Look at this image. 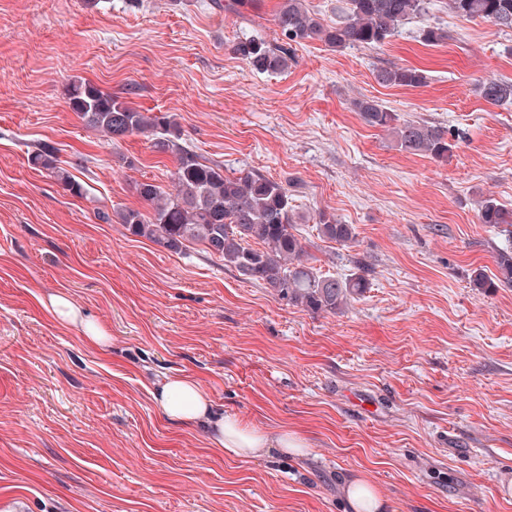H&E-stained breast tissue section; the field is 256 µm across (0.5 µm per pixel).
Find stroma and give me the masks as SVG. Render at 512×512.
<instances>
[{
  "label": "stroma",
  "instance_id": "1",
  "mask_svg": "<svg viewBox=\"0 0 512 512\" xmlns=\"http://www.w3.org/2000/svg\"><path fill=\"white\" fill-rule=\"evenodd\" d=\"M216 0H0V512H350L373 482L389 512H512V288L478 291L512 235L478 203L512 206V105L477 89L512 79V31L448 0L376 48L296 45L286 71L232 52L278 38L277 0L235 14ZM432 24L448 41L425 44ZM423 70L383 86L382 67ZM173 116L187 144L288 186L323 274L369 286L336 312L285 304L191 244L128 234L134 185L170 188L172 157L140 135L110 141L67 104L71 78ZM373 97L442 126L438 161L396 147L353 107ZM82 162L83 198L29 166L37 143ZM353 225L320 239L318 211ZM63 292L112 343L44 308ZM188 376L214 404L306 455L233 458L168 422L157 383Z\"/></svg>",
  "mask_w": 512,
  "mask_h": 512
}]
</instances>
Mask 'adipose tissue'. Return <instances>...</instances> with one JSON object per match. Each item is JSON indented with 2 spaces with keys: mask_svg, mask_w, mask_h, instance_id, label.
<instances>
[{
  "mask_svg": "<svg viewBox=\"0 0 512 512\" xmlns=\"http://www.w3.org/2000/svg\"><path fill=\"white\" fill-rule=\"evenodd\" d=\"M44 305L58 322L80 326L92 344L105 347L111 343L108 330L86 315L66 294H51ZM153 396L168 421L202 427L209 441L224 450L226 455L247 458L267 453L273 448L287 454L300 455L304 452V441L294 433L287 431L272 438L217 409L208 392L192 378H167L158 385Z\"/></svg>",
  "mask_w": 512,
  "mask_h": 512,
  "instance_id": "obj_1",
  "label": "adipose tissue"
}]
</instances>
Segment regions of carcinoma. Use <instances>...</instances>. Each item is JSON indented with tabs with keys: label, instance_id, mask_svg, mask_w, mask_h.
I'll use <instances>...</instances> for the list:
<instances>
[{
	"label": "carcinoma",
	"instance_id": "obj_1",
	"mask_svg": "<svg viewBox=\"0 0 512 512\" xmlns=\"http://www.w3.org/2000/svg\"><path fill=\"white\" fill-rule=\"evenodd\" d=\"M448 7L459 17L481 18L512 30V0H448ZM428 9L427 0H347L336 22L325 24L305 0H280L273 22L281 42L274 44L252 33L234 43L232 50L251 71L278 74L288 69L294 43L318 41L333 50L379 47L406 21L425 15ZM449 38L442 27L429 24L422 29V39L429 44ZM375 78L384 86L418 87L425 82L421 70L407 67L381 68ZM479 93L491 105L512 103V80L484 81L479 84ZM67 101L87 127L110 140L143 135L154 151L175 159L171 190L150 181L135 183L137 195L150 211L124 208L116 212L119 223L131 235L170 251L199 243L235 269L243 280L269 289L288 305L315 312H334L368 288L369 282L362 275L338 279L310 266L306 246L295 234L292 195L283 183L253 171L224 173L221 162L207 159L183 144L180 127L172 117L140 111L89 80H72ZM354 107L367 125L391 132L403 151L438 161L453 155L455 144L440 126L402 119L369 97L355 100ZM28 162L47 171L72 196L86 194L83 183L59 166L53 146L41 144L29 153ZM477 217L481 224L512 228V208L492 198L481 203ZM315 220L318 237L343 245L355 241L353 225L335 215L320 211ZM499 286L512 287V251L498 254L494 277L479 272L473 279V287L482 291Z\"/></svg>",
	"mask_w": 512,
	"mask_h": 512
}]
</instances>
